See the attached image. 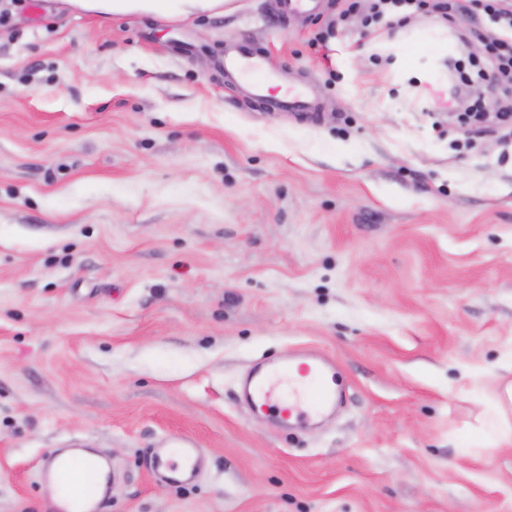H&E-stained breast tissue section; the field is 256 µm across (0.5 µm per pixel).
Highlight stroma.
<instances>
[{
	"label": "stroma",
	"mask_w": 512,
	"mask_h": 512,
	"mask_svg": "<svg viewBox=\"0 0 512 512\" xmlns=\"http://www.w3.org/2000/svg\"><path fill=\"white\" fill-rule=\"evenodd\" d=\"M278 0L158 20L0 0V512H49L44 456L109 465L106 512H512L482 445L512 362V155L465 146L429 21ZM317 116L226 76L239 42ZM312 350L344 403L284 428L235 396ZM196 441L200 476L153 477ZM200 467L199 448L193 440L184 438L168 442L165 448L154 452L149 460L152 475L171 484L192 482Z\"/></svg>",
	"instance_id": "35a3bbf8"
}]
</instances>
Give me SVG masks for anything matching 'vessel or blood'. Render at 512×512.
I'll return each instance as SVG.
<instances>
[{"label": "vessel or blood", "mask_w": 512, "mask_h": 512, "mask_svg": "<svg viewBox=\"0 0 512 512\" xmlns=\"http://www.w3.org/2000/svg\"><path fill=\"white\" fill-rule=\"evenodd\" d=\"M224 70L231 75L251 77V93L275 111L307 112L311 109L304 89H288L282 97L271 96L275 79L266 58L247 46H236L224 56ZM310 378L308 396L298 397L293 405L282 406V386L291 372ZM339 376L336 365L328 358L311 354L294 356L284 363L251 373L241 384V390L251 406L259 411L281 412L283 417L303 421L311 414L323 411L336 398ZM201 467V455L193 440L178 439L151 455L149 469L153 476L171 484L191 482ZM44 484L56 491L52 512H106L107 503L96 495L104 476L99 461L75 454L46 457L41 467Z\"/></svg>", "instance_id": "obj_1"}]
</instances>
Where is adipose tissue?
<instances>
[{
  "mask_svg": "<svg viewBox=\"0 0 512 512\" xmlns=\"http://www.w3.org/2000/svg\"><path fill=\"white\" fill-rule=\"evenodd\" d=\"M81 7L103 13L141 11L157 17H190L202 13H226L234 8L233 0H79ZM490 392L494 424L488 433L493 447L512 446V364Z\"/></svg>",
  "mask_w": 512,
  "mask_h": 512,
  "instance_id": "adipose-tissue-1",
  "label": "adipose tissue"
}]
</instances>
